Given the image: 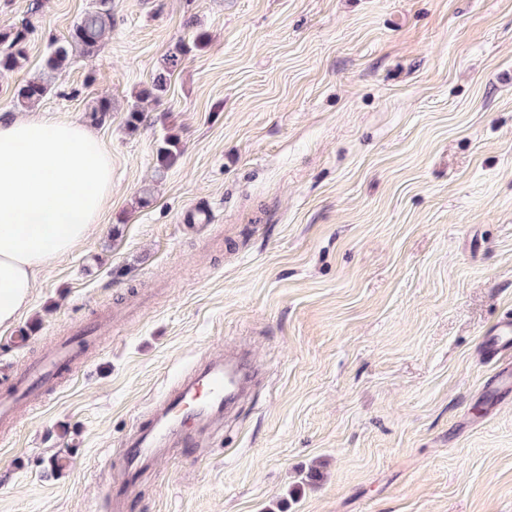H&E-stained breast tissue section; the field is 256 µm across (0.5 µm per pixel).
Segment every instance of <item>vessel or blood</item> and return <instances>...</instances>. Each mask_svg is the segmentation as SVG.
I'll list each match as a JSON object with an SVG mask.
<instances>
[{"mask_svg": "<svg viewBox=\"0 0 512 512\" xmlns=\"http://www.w3.org/2000/svg\"><path fill=\"white\" fill-rule=\"evenodd\" d=\"M85 341L76 335L60 344L36 367L30 370L15 396L0 398V419L9 420L18 397L39 391L60 373L71 368ZM252 368L248 361L212 362L187 374L167 395L161 412L149 414L128 435L122 455L125 471L121 480L111 484L114 499L126 498L136 486L139 468L159 457L165 445L176 435L186 433L188 426H200L221 416L233 403Z\"/></svg>", "mask_w": 512, "mask_h": 512, "instance_id": "obj_1", "label": "vessel or blood"}]
</instances>
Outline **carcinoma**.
I'll use <instances>...</instances> for the list:
<instances>
[{"instance_id":"carcinoma-1","label":"carcinoma","mask_w":512,"mask_h":512,"mask_svg":"<svg viewBox=\"0 0 512 512\" xmlns=\"http://www.w3.org/2000/svg\"><path fill=\"white\" fill-rule=\"evenodd\" d=\"M42 4L37 2L31 8V17L20 27H0V75L22 67L26 60V43L36 29L35 20ZM112 28V0H93L91 8L70 30L67 39L51 51L44 72L26 81L16 91L14 107L31 108L39 103L51 89L55 74L68 64L72 52L79 50L92 53L97 50L104 32ZM207 45V36L197 32L192 44L179 42L164 59L163 66L154 74L150 85L142 89L137 99H159L167 92L170 80L179 70L184 57L192 50H202ZM112 111L111 99L104 96L91 108L89 119L102 124ZM181 154L180 141L173 135L163 137L156 149L157 176H162Z\"/></svg>"}]
</instances>
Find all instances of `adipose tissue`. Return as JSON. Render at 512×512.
Returning a JSON list of instances; mask_svg holds the SVG:
<instances>
[{"label":"adipose tissue","mask_w":512,"mask_h":512,"mask_svg":"<svg viewBox=\"0 0 512 512\" xmlns=\"http://www.w3.org/2000/svg\"><path fill=\"white\" fill-rule=\"evenodd\" d=\"M112 200V158L84 124L0 111V328L41 274L82 246Z\"/></svg>","instance_id":"ef3b65f1"}]
</instances>
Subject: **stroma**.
I'll return each instance as SVG.
<instances>
[{
	"label": "stroma",
	"instance_id": "1",
	"mask_svg": "<svg viewBox=\"0 0 512 512\" xmlns=\"http://www.w3.org/2000/svg\"><path fill=\"white\" fill-rule=\"evenodd\" d=\"M91 3L44 0L0 111ZM112 18L36 106L83 123L111 99L112 203L0 329V392L94 335L0 423V512H112L126 434L228 346L257 384L124 512H512V390H491L512 351L484 349L512 318V0H112ZM194 29L205 49L136 102ZM167 134L182 154L159 178Z\"/></svg>",
	"mask_w": 512,
	"mask_h": 512
}]
</instances>
